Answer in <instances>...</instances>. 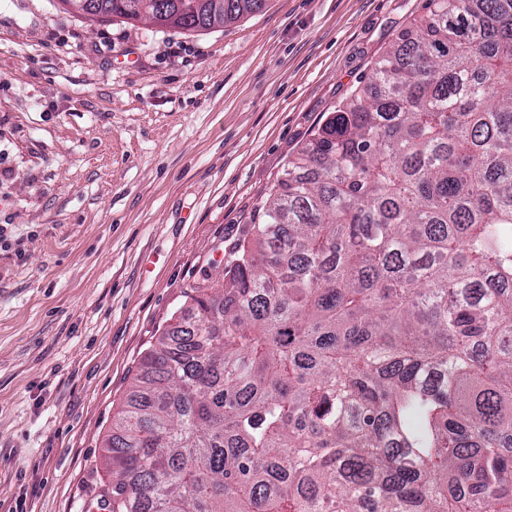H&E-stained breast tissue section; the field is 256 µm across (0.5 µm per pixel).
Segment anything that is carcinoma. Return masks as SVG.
<instances>
[{
	"instance_id": "cac0c4a2",
	"label": "carcinoma",
	"mask_w": 512,
	"mask_h": 512,
	"mask_svg": "<svg viewBox=\"0 0 512 512\" xmlns=\"http://www.w3.org/2000/svg\"><path fill=\"white\" fill-rule=\"evenodd\" d=\"M265 2L59 0L188 34ZM426 2L144 356L107 512H512V0Z\"/></svg>"
}]
</instances>
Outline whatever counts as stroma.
Segmentation results:
<instances>
[{
	"mask_svg": "<svg viewBox=\"0 0 512 512\" xmlns=\"http://www.w3.org/2000/svg\"><path fill=\"white\" fill-rule=\"evenodd\" d=\"M424 5L188 35L0 0V512H92L144 355Z\"/></svg>",
	"mask_w": 512,
	"mask_h": 512,
	"instance_id": "obj_1",
	"label": "stroma"
}]
</instances>
